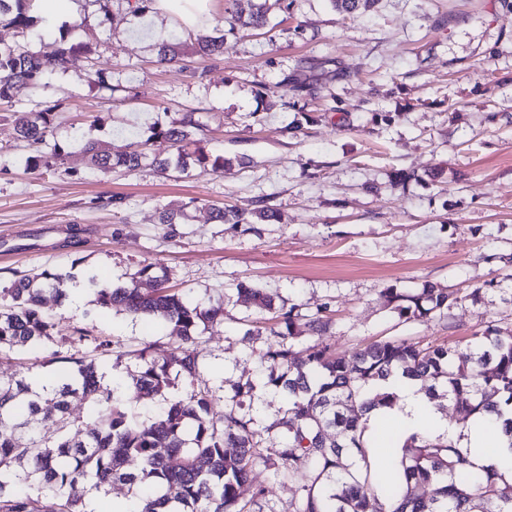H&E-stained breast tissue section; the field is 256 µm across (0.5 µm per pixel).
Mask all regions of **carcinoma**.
I'll use <instances>...</instances> for the list:
<instances>
[{"label": "carcinoma", "instance_id": "obj_1", "mask_svg": "<svg viewBox=\"0 0 512 512\" xmlns=\"http://www.w3.org/2000/svg\"><path fill=\"white\" fill-rule=\"evenodd\" d=\"M28 0H0V18L30 28ZM294 0H257L246 15L231 17V30L249 32L268 25L277 5L290 10ZM376 0H331L341 13L353 14ZM224 21L214 34L190 43L179 33L158 47V62L179 64L188 55L211 60L224 56ZM91 47L71 43L62 32L42 49L22 45L0 46V103L12 99L15 83L47 85L59 69L87 63L89 82H100L90 64ZM55 109L17 110L11 121L17 139L31 149L26 165L52 167L62 161L61 147L50 143ZM200 112L181 113L154 135L171 143L167 157L151 153L149 140L130 143L114 153L112 144L87 141L82 151L96 168L134 170L148 162L163 175L180 177L194 165L224 173L230 160L211 158L196 147L193 135L203 131ZM163 209L159 223L169 238L183 236L186 209ZM214 219L235 227L278 224L281 215L272 205L253 208H213ZM72 274L44 269L25 274L3 289L11 303L0 306V351L53 344L59 326L57 315L44 309L49 293L61 303L69 297ZM167 274L152 265L139 268L127 285L112 286L89 279L94 304L117 309L133 318L159 316L178 346L168 356L156 357L151 347L136 351L137 369L111 386L94 359L63 356L55 351L50 361L69 367L55 385L41 391L32 385L34 374L17 372L0 376V512H83L72 495L82 484L91 492L107 493L121 483L134 489L149 487L134 512H263L265 490L256 489L245 501L240 488L258 463L277 476L301 484L296 512H512V476L505 477L493 462L475 467L446 437L411 434L389 453L390 468L382 473L374 464L369 444V412L393 407L397 395L385 383L401 374L421 382L428 398L440 409L449 405L463 417L487 414L501 422L512 449V329L489 328L463 343L421 345L406 338L376 340L360 346L348 357L331 346L313 342L299 347L297 321H307L313 333L330 328L323 308L302 315L295 307H278L259 288L239 285L257 313H269L268 325L245 331L266 336L267 364L256 381L233 386L224 401V413L212 412L209 390L199 386L204 356L200 327L224 323V306L187 298L166 287ZM393 311L405 321L431 322L448 316L458 303L454 293L426 282L415 290L389 289ZM191 391L168 396L176 380ZM283 397L286 406L271 425L261 424L254 408L257 388ZM152 396L161 401L158 421L142 419L128 411L132 398ZM79 402L89 408L94 421L86 436L84 424L71 411ZM42 419L54 420L57 435L47 440L37 430ZM135 457L141 467L125 468ZM27 484L35 494L14 493ZM431 488L427 497L417 494Z\"/></svg>", "mask_w": 512, "mask_h": 512}]
</instances>
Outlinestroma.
<instances>
[{
  "mask_svg": "<svg viewBox=\"0 0 512 512\" xmlns=\"http://www.w3.org/2000/svg\"><path fill=\"white\" fill-rule=\"evenodd\" d=\"M83 7L103 88L72 66L40 88L16 85L0 106V305L16 275L44 269L86 273L112 285L145 264L165 267L168 285L224 305L223 324L203 334L205 383L223 412L233 384L255 378L262 340L246 337L239 298L246 283L302 313L326 306L325 343L348 354L403 336L457 343L487 327L512 328V0H377L347 15L330 0H294L267 28L226 33L224 58L158 63L153 12L132 15L112 0L109 16ZM57 112L65 150L54 170L26 166L9 114ZM186 109L202 112L201 145L233 159L224 173L194 168L168 178L152 166L93 168L89 140L126 146L117 128L151 138ZM298 134H290V127ZM411 173L397 184L395 171ZM267 198L282 214L260 232L212 221L210 206ZM187 207L183 237L168 239L162 208ZM506 279L505 289L482 291ZM433 282L460 303L447 319L405 322L387 289ZM46 306L60 320L56 346L0 353V374L33 368L55 379L52 349L69 351L76 331L109 341L136 368V350L170 354L177 341L158 322L103 311L83 292ZM267 490V512H295L298 483L256 466L241 488Z\"/></svg>",
  "mask_w": 512,
  "mask_h": 512,
  "instance_id": "35a3bbf8",
  "label": "stroma"
}]
</instances>
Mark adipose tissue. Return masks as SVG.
Instances as JSON below:
<instances>
[{
  "instance_id": "obj_1",
  "label": "adipose tissue",
  "mask_w": 512,
  "mask_h": 512,
  "mask_svg": "<svg viewBox=\"0 0 512 512\" xmlns=\"http://www.w3.org/2000/svg\"><path fill=\"white\" fill-rule=\"evenodd\" d=\"M155 12L168 16L182 29L194 32L210 25L211 0H153ZM398 395L394 408L376 413V421L399 425L403 434H445L461 441V450L476 465L495 461L500 472L512 475V449L506 448L495 425L468 423L465 429L451 424L444 414L431 404L418 384L400 378L392 383Z\"/></svg>"
}]
</instances>
